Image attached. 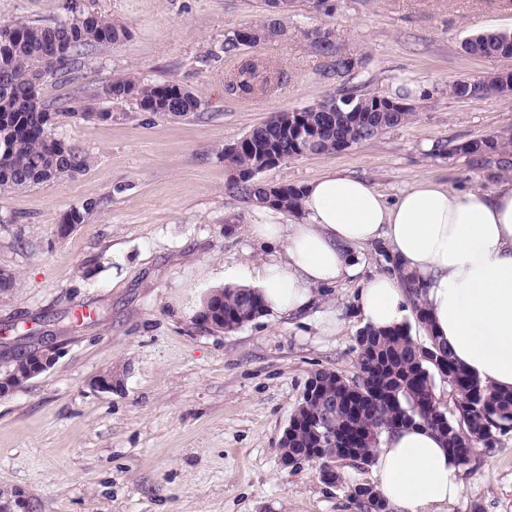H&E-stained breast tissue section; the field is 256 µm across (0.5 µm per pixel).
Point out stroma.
I'll return each mask as SVG.
<instances>
[{
    "instance_id": "1",
    "label": "stroma",
    "mask_w": 512,
    "mask_h": 512,
    "mask_svg": "<svg viewBox=\"0 0 512 512\" xmlns=\"http://www.w3.org/2000/svg\"><path fill=\"white\" fill-rule=\"evenodd\" d=\"M283 19L287 38L226 54L232 31L269 14L264 0H0V20L51 24L67 6L123 23L126 40L93 46L45 79L41 96L62 109L56 137L85 152L87 170L0 194V269L15 284L0 298V350L54 349L56 359L0 397V491L36 512H355V486L373 466L339 462L340 482L313 464L284 466L277 453L309 376L353 375L361 278L388 271L378 246L360 247V277L320 289L311 310L265 313L230 332L197 319L224 275L259 265L250 238L258 206L227 190L222 151L271 116L315 105L341 88L412 90V122L338 153L305 155L259 173L273 185L305 186L330 170L354 173L385 201L412 181L489 188L512 178V154L472 157L454 145L512 130V94L449 97L459 79L512 71V57H473L463 42L512 31V0H329ZM332 31L359 60L344 78L311 34ZM276 67L281 79L257 98L224 83L242 59ZM126 76L179 83L205 102L202 117L160 119L126 106L108 121L103 85ZM98 203L66 235L71 208ZM338 313L326 332L317 314ZM111 372L113 388L95 381ZM462 492L442 512H512V431L476 448Z\"/></svg>"
}]
</instances>
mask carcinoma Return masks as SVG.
<instances>
[{"label":"carcinoma","instance_id":"cac0c4a2","mask_svg":"<svg viewBox=\"0 0 512 512\" xmlns=\"http://www.w3.org/2000/svg\"><path fill=\"white\" fill-rule=\"evenodd\" d=\"M248 39H240L236 30L224 45L231 53L241 46H257L287 34L281 23L265 21L247 28ZM128 37V29L105 16L82 13L51 25L23 18L0 22V193H12L48 184L65 176L84 172L90 157L54 136L51 126L59 111L40 99L37 87L44 79L60 70L71 57L82 50L115 44ZM314 48L331 59L330 75L342 78L354 67L340 51L330 31L318 32ZM467 53L475 56L512 53V34L483 33L464 43ZM273 86V76L260 65L247 60L225 84L232 94L248 96L266 93ZM450 96L463 99L480 98L475 81L460 79L448 87ZM100 95L116 105H132L161 119H180L201 112L204 102L195 92L176 82L148 83L139 78L114 80L101 89ZM411 93L400 87L389 94H339L327 99L329 111L323 107L304 108L286 123L282 112L253 127L240 140V147L224 148V162L230 175L229 192L253 203L266 204L287 213H299L302 188L281 185L267 193L256 175L264 170L263 158L275 155L280 160L313 154L334 153L376 139L388 129L407 123L414 108L383 111L379 106L388 100L408 102ZM512 149V132L470 141L454 148L466 154L498 152ZM96 202L87 201L72 208L64 223L75 228L88 222ZM400 271L412 298L413 310L420 327L428 322L426 307L419 299L416 276ZM209 300L219 303L212 315L213 328L232 331L266 312L265 302L256 288L225 287L213 290ZM355 373L348 377L332 370L312 374L318 382V393L300 397L291 419L299 422L292 428L288 453L300 454L316 450L319 436L324 434L318 416L323 402L351 399L348 410L336 404V440L340 451L336 461L369 462L380 444L382 434L367 429L368 421L382 420L400 429L423 424L436 431L447 442L448 450L462 463L469 462L474 449L495 448L500 435L512 430V391L484 385L461 368L448 346L435 336L418 341L405 325L374 329L365 326L356 338ZM4 376L0 378V396L25 367L22 353H0ZM448 386L452 406L442 407L436 399V382ZM358 512H388V505L371 486H358L352 495Z\"/></svg>","mask_w":512,"mask_h":512}]
</instances>
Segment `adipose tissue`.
I'll return each mask as SVG.
<instances>
[{
	"label": "adipose tissue",
	"mask_w": 512,
	"mask_h": 512,
	"mask_svg": "<svg viewBox=\"0 0 512 512\" xmlns=\"http://www.w3.org/2000/svg\"><path fill=\"white\" fill-rule=\"evenodd\" d=\"M250 236L268 250L248 272L268 310L309 309L317 289L357 276V248L383 242L424 284L434 335L483 383L512 390V179L457 190L416 182L393 203L364 179L333 171L308 182L302 216H264ZM366 325L402 324L408 292L393 273L374 275L357 298ZM460 460L423 425L383 436L374 452L376 490L398 512H438L461 493Z\"/></svg>",
	"instance_id": "ef3b65f1"
}]
</instances>
